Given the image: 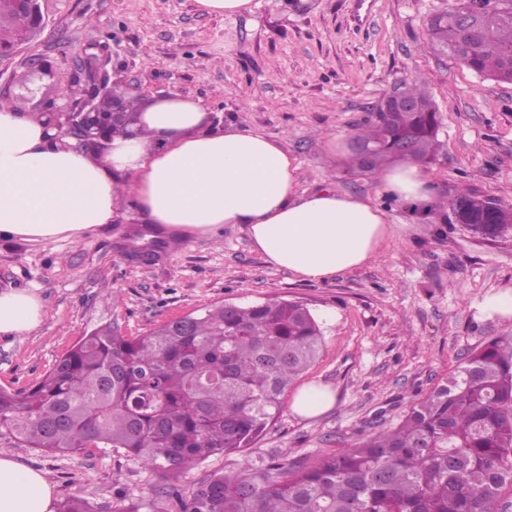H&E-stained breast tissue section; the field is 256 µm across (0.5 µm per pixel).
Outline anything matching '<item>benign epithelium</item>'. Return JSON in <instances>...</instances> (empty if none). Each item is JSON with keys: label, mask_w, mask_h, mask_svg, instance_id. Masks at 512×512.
Segmentation results:
<instances>
[{"label": "benign epithelium", "mask_w": 512, "mask_h": 512, "mask_svg": "<svg viewBox=\"0 0 512 512\" xmlns=\"http://www.w3.org/2000/svg\"><path fill=\"white\" fill-rule=\"evenodd\" d=\"M13 12L27 15L28 26L7 41L0 40V59L14 55L19 46L37 38L43 29L44 18L40 0H0ZM484 5L482 0H449L448 14L464 34L472 32L474 16ZM135 87L117 78L112 83L98 85L94 92L78 103L52 104L44 113L51 125L57 128L60 139L68 140L66 146L85 151L102 150L111 129L120 130L131 119L133 100L117 93Z\"/></svg>", "instance_id": "obj_1"}]
</instances>
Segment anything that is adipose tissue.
Listing matches in <instances>:
<instances>
[{
  "instance_id": "1",
  "label": "adipose tissue",
  "mask_w": 512,
  "mask_h": 512,
  "mask_svg": "<svg viewBox=\"0 0 512 512\" xmlns=\"http://www.w3.org/2000/svg\"><path fill=\"white\" fill-rule=\"evenodd\" d=\"M296 158L281 139L211 123L201 100L172 91L138 108L127 131L92 155L64 146L44 115L0 109V239L72 237L121 216L129 194L146 223L201 236L244 225L268 265L305 281L360 268L389 237L370 200L326 187L297 190ZM384 193L429 206L434 189L405 162L377 174ZM41 297L0 291V336L40 327ZM0 512H54L42 471L0 456Z\"/></svg>"
}]
</instances>
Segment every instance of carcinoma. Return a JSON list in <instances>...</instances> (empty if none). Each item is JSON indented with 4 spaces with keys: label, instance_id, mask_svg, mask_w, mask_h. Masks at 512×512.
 <instances>
[{
    "label": "carcinoma",
    "instance_id": "obj_1",
    "mask_svg": "<svg viewBox=\"0 0 512 512\" xmlns=\"http://www.w3.org/2000/svg\"><path fill=\"white\" fill-rule=\"evenodd\" d=\"M434 46L465 68L512 83V0H486L464 40L443 8L429 24ZM415 109L377 112L354 139L378 171L400 154L438 156L436 107L418 77L404 84ZM453 213L496 239L512 207L473 188ZM322 330L299 301L225 303L171 320L145 336L101 326L83 336L27 389L0 390V433L27 448L67 453L92 443L123 449L161 475L250 447L288 388L318 358ZM512 486V336L470 352L396 426L312 467L254 460L201 482L180 512H502ZM57 512H95L66 497Z\"/></svg>",
    "mask_w": 512,
    "mask_h": 512
}]
</instances>
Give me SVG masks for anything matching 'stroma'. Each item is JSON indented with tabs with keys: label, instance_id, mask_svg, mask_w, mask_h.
<instances>
[{
	"label": "stroma",
	"instance_id": "stroma-1",
	"mask_svg": "<svg viewBox=\"0 0 512 512\" xmlns=\"http://www.w3.org/2000/svg\"><path fill=\"white\" fill-rule=\"evenodd\" d=\"M441 0H253L233 17L200 12L195 0H41L44 30L0 60V102L19 112L86 96L79 66L100 59L141 99L175 90L202 99L212 122L280 138L297 157V188L326 186L369 199L392 235L367 265L326 281L303 282L264 263L240 225L215 238L167 235L142 260L141 220L125 218L79 237L0 240V290L26 289L45 305L31 334L0 339V390L35 383L94 328L143 336L197 309L221 303L304 301L323 342L295 382L329 385L326 413L303 419L283 406L249 448L209 458L154 495L158 475L123 450L48 454L0 435V455L45 472L56 499L78 496L96 512L129 500L146 512H179L210 475L260 456L304 466L397 424L416 400L443 383L466 354L512 336V317L482 315L487 294L512 290V232L491 240L457 223L446 203L471 187L512 204V83H497L435 52L428 22ZM39 58L42 72L27 61ZM424 78L438 110L444 149L423 163L443 209L430 216L384 195L354 151L331 154L329 136L352 143L357 128L394 85Z\"/></svg>",
	"mask_w": 512,
	"mask_h": 512
}]
</instances>
